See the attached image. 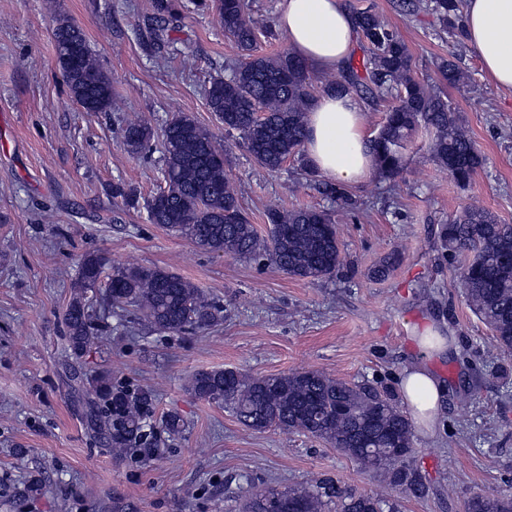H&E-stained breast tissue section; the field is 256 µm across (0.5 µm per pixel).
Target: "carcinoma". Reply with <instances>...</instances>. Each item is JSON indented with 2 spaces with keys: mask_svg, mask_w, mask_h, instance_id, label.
Returning <instances> with one entry per match:
<instances>
[{
  "mask_svg": "<svg viewBox=\"0 0 512 512\" xmlns=\"http://www.w3.org/2000/svg\"><path fill=\"white\" fill-rule=\"evenodd\" d=\"M464 0H433L432 11L442 31L460 43ZM216 10L224 34L247 56L230 74L204 88L209 111L224 132L239 136L254 161L275 171L291 158L302 159L308 112L313 94L307 66L290 53L254 54L261 32L248 14L246 0H198ZM365 42L362 68H346L326 80L323 90L352 92L372 101L383 91L397 92L378 133L370 139L380 177L395 178L405 166V151L413 132L430 137L433 160L448 170L460 187L471 182L483 157L468 131L458 122L447 94L420 80L410 49L395 30L368 5L352 11ZM56 48L72 51L57 57L71 97L89 112H110L114 93L92 56L85 32L59 17L53 30ZM441 80L464 85L469 76L449 59L438 64ZM154 130L145 119L129 121L122 144L131 155L151 146ZM164 186L147 201L150 222L190 239L198 248L233 259L270 263L291 276L320 280L343 265L344 256L333 213L312 207L266 212L262 234L241 210L237 190L228 180L224 151L214 136L188 113H179L162 134ZM318 190L342 208L352 204L345 188L316 179L302 164ZM441 247L458 262L457 284L470 310L491 331L497 349L512 357V224H503L488 209L466 206L441 229ZM105 261L95 252L81 259L78 280L64 312L68 356L80 359L105 337L97 334L114 306H131L154 331L183 335L205 332L224 318L219 300L184 277L162 267L112 268L106 293L109 301L98 316L90 314L86 293L96 287ZM191 394L224 406L244 427L263 431L276 426L307 434L336 449L358 467L393 489L417 495L423 484L410 466L415 452L414 426L386 391L362 387L320 370H293L253 376L233 368L194 372ZM153 388H129L100 373L91 381L86 422L115 459L134 456L149 463L161 454L158 434H182L185 422L175 412L153 417ZM240 512H396L378 493L343 488L331 479L310 484L268 485L248 494ZM465 512H512V494L475 493Z\"/></svg>",
  "mask_w": 512,
  "mask_h": 512,
  "instance_id": "carcinoma-1",
  "label": "carcinoma"
}]
</instances>
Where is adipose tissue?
I'll list each match as a JSON object with an SVG mask.
<instances>
[{
  "instance_id": "1",
  "label": "adipose tissue",
  "mask_w": 512,
  "mask_h": 512,
  "mask_svg": "<svg viewBox=\"0 0 512 512\" xmlns=\"http://www.w3.org/2000/svg\"><path fill=\"white\" fill-rule=\"evenodd\" d=\"M277 25L291 52L318 72L345 68L358 35L344 0H282ZM463 39L499 89L512 91V0H467ZM305 150L327 180L357 184L376 169L365 117L352 94L324 93L308 114ZM401 392L425 435H434L448 396L445 383L424 365L405 370Z\"/></svg>"
}]
</instances>
